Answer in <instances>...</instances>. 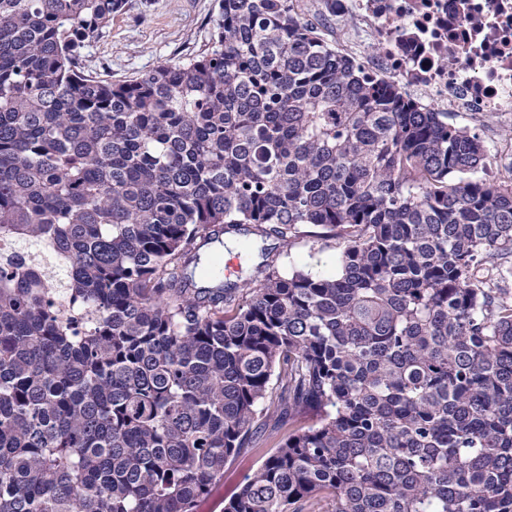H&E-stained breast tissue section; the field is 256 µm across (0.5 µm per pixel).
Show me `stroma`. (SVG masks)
Listing matches in <instances>:
<instances>
[{
	"label": "stroma",
	"mask_w": 512,
	"mask_h": 512,
	"mask_svg": "<svg viewBox=\"0 0 512 512\" xmlns=\"http://www.w3.org/2000/svg\"><path fill=\"white\" fill-rule=\"evenodd\" d=\"M218 0H128L122 12L113 14L103 35L85 48L86 70L118 82L164 63L193 57L208 41ZM335 244L298 242L290 254L281 255L279 266L297 264L313 271L336 268ZM277 438H269L263 451L240 455L224 469V478L201 508V512H224V498L255 470L262 454L272 451Z\"/></svg>",
	"instance_id": "1"
}]
</instances>
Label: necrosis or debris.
<instances>
[{
	"label": "necrosis or debris",
	"instance_id": "4bbe7bcc",
	"mask_svg": "<svg viewBox=\"0 0 512 512\" xmlns=\"http://www.w3.org/2000/svg\"><path fill=\"white\" fill-rule=\"evenodd\" d=\"M336 50L443 112L512 116V0H293Z\"/></svg>",
	"mask_w": 512,
	"mask_h": 512
}]
</instances>
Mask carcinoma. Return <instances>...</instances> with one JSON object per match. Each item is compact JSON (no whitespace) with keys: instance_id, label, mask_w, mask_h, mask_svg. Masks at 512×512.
Masks as SVG:
<instances>
[{"instance_id":"cac0c4a2","label":"carcinoma","mask_w":512,"mask_h":512,"mask_svg":"<svg viewBox=\"0 0 512 512\" xmlns=\"http://www.w3.org/2000/svg\"><path fill=\"white\" fill-rule=\"evenodd\" d=\"M127 2L0 0V512H198L284 429L224 512H512V185L483 141L291 0L85 73ZM226 233L252 270L224 275ZM302 240L336 272L279 271ZM279 438V436L270 437L264 448H260L257 452L242 454L232 464L227 465L224 468L223 480L213 490L200 512H224V496L234 491L243 478L258 467L262 456L277 446Z\"/></svg>"}]
</instances>
